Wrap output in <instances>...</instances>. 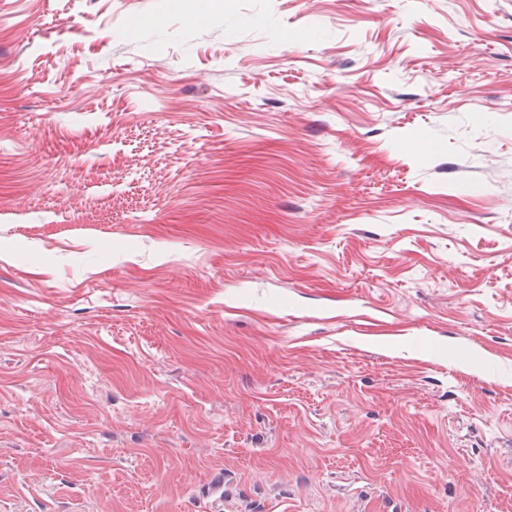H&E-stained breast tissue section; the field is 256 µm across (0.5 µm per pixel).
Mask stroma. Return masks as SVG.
Wrapping results in <instances>:
<instances>
[{
    "mask_svg": "<svg viewBox=\"0 0 512 512\" xmlns=\"http://www.w3.org/2000/svg\"><path fill=\"white\" fill-rule=\"evenodd\" d=\"M0 512H512V0H0Z\"/></svg>",
    "mask_w": 512,
    "mask_h": 512,
    "instance_id": "stroma-1",
    "label": "stroma"
}]
</instances>
